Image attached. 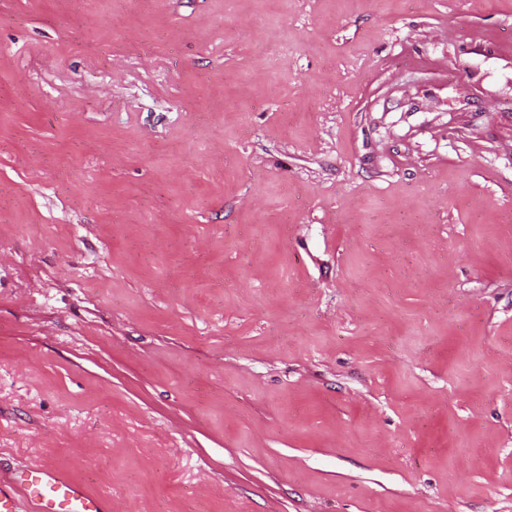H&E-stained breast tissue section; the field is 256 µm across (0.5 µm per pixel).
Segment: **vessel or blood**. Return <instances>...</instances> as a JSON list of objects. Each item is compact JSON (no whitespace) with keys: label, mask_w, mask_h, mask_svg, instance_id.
<instances>
[{"label":"vessel or blood","mask_w":512,"mask_h":512,"mask_svg":"<svg viewBox=\"0 0 512 512\" xmlns=\"http://www.w3.org/2000/svg\"><path fill=\"white\" fill-rule=\"evenodd\" d=\"M106 512L104 499L49 466L16 471L11 488L0 487V512Z\"/></svg>","instance_id":"1"}]
</instances>
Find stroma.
Instances as JSON below:
<instances>
[{"label": "stroma", "mask_w": 512, "mask_h": 512, "mask_svg": "<svg viewBox=\"0 0 512 512\" xmlns=\"http://www.w3.org/2000/svg\"><path fill=\"white\" fill-rule=\"evenodd\" d=\"M112 512H512V0H0V480ZM20 500L30 512H105L104 499L50 466H25L16 471L10 490L0 487V511L20 512Z\"/></svg>", "instance_id": "obj_1"}]
</instances>
